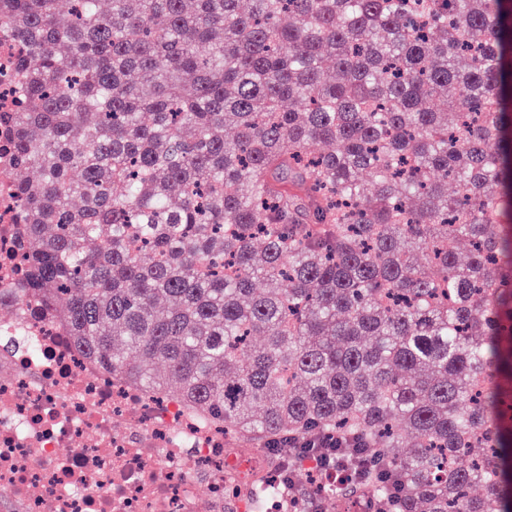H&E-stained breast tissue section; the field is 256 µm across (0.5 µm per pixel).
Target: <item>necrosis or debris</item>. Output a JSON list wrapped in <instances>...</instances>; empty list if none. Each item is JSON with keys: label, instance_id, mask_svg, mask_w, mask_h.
<instances>
[{"label": "necrosis or debris", "instance_id": "obj_1", "mask_svg": "<svg viewBox=\"0 0 512 512\" xmlns=\"http://www.w3.org/2000/svg\"><path fill=\"white\" fill-rule=\"evenodd\" d=\"M0 136V288L20 273L13 166ZM0 506L5 512H224L228 496L249 512H288L277 473L239 467L244 449L224 433L103 374L70 346L65 329L16 306L0 321ZM209 488L202 508L198 484Z\"/></svg>", "mask_w": 512, "mask_h": 512}]
</instances>
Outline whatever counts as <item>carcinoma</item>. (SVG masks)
I'll list each match as a JSON object with an SVG mask.
<instances>
[{
    "instance_id": "obj_1",
    "label": "carcinoma",
    "mask_w": 512,
    "mask_h": 512,
    "mask_svg": "<svg viewBox=\"0 0 512 512\" xmlns=\"http://www.w3.org/2000/svg\"><path fill=\"white\" fill-rule=\"evenodd\" d=\"M100 2L0 0L38 172L0 309L294 498L512 512V0ZM320 435L374 466L318 486ZM302 448L303 455L309 459V464L313 467L314 471H321L323 469L336 466L337 464L346 463L342 459L336 460V452H330L319 448H325L327 445L322 443L312 442L311 444L297 445Z\"/></svg>"
}]
</instances>
